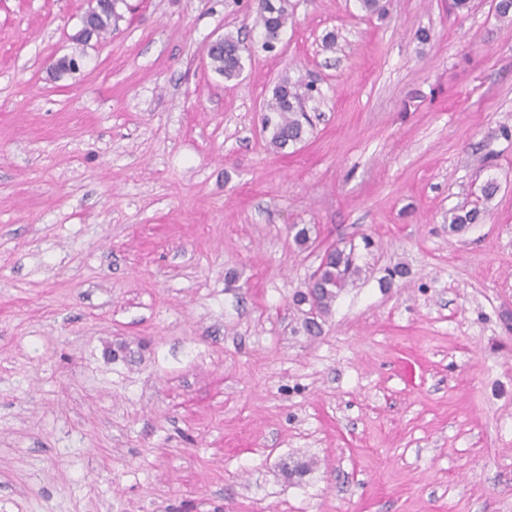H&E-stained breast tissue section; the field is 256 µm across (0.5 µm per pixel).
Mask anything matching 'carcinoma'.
I'll return each mask as SVG.
<instances>
[{"label": "carcinoma", "instance_id": "carcinoma-1", "mask_svg": "<svg viewBox=\"0 0 512 512\" xmlns=\"http://www.w3.org/2000/svg\"><path fill=\"white\" fill-rule=\"evenodd\" d=\"M256 12V26L266 38L278 37L288 26V0H276V6L272 9L266 8L264 0H259ZM120 20L121 14L116 10V0H97L85 15L86 26L97 38L111 33ZM243 50L244 45L240 38L231 34L224 35V43L211 48L207 53L212 70L227 81L238 78L244 68ZM77 69L78 63L74 57L62 56L53 62L50 72L54 78L60 79ZM313 91L314 87L311 85L301 86L286 78L274 87L272 98L264 107V125L270 131V144L274 149L281 151L304 141L312 127L305 105L313 98ZM498 189L495 180H487L480 188V196L472 208L450 213V230L459 231L469 224L479 223L485 216L486 204L496 195ZM354 251L352 246L347 249L334 246L325 250L318 266L317 277L305 285L306 289H315L316 317L324 318L349 280L359 275L360 269L355 265Z\"/></svg>", "mask_w": 512, "mask_h": 512}]
</instances>
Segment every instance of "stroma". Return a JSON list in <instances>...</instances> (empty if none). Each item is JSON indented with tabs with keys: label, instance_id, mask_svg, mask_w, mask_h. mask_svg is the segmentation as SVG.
Instances as JSON below:
<instances>
[{
	"label": "stroma",
	"instance_id": "obj_1",
	"mask_svg": "<svg viewBox=\"0 0 512 512\" xmlns=\"http://www.w3.org/2000/svg\"><path fill=\"white\" fill-rule=\"evenodd\" d=\"M382 3L290 0L269 52L253 0H119L83 45L91 0H0V512H512V20ZM222 41L223 37H219L210 42L208 49L213 48L209 50L207 56L212 70L230 81L238 78L244 68L242 56L244 45L238 36L234 37L232 34L224 35V43L221 44ZM313 91L311 85L301 86L286 78L274 87L272 98L264 107V111L269 112L264 125L270 130V144L277 151L303 142L313 128L305 112L306 102L314 98ZM498 189L499 186L494 179L487 180L480 188V196L477 197L472 208L449 213L448 227L450 230L459 231L468 224L479 223L485 216L486 204L496 195ZM354 251L355 248L352 245L348 251L346 247H328L318 266L317 277L311 282H306V290L297 294V305L306 303L308 288H314L317 300L316 318H324L349 280L360 273L359 267L355 265Z\"/></svg>",
	"mask_w": 512,
	"mask_h": 512
}]
</instances>
